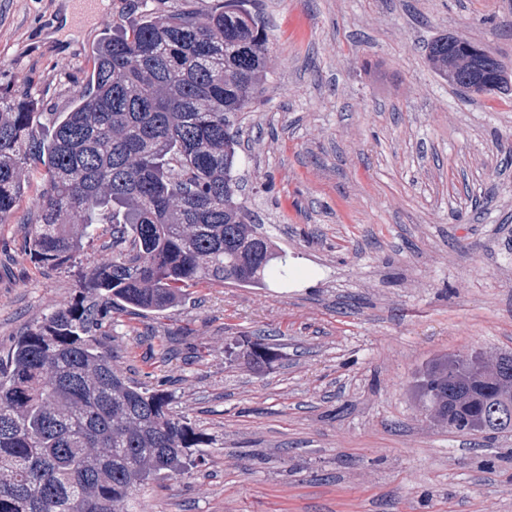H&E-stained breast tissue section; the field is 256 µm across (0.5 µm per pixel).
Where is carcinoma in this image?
Masks as SVG:
<instances>
[{"instance_id":"cac0c4a2","label":"carcinoma","mask_w":512,"mask_h":512,"mask_svg":"<svg viewBox=\"0 0 512 512\" xmlns=\"http://www.w3.org/2000/svg\"><path fill=\"white\" fill-rule=\"evenodd\" d=\"M200 22L151 12L103 38L87 87L32 136L28 94L0 98V224L9 222L25 172L44 186L30 224V257L47 267L71 259L101 224L112 225V259L84 275L78 298L19 336L0 359V512H128L149 482L183 475L202 437L112 367L94 332L116 307L162 311L200 283L263 285L287 278L286 254L259 233L240 198V141L231 132L257 94L267 34L247 3ZM478 43L442 36L428 62L459 88L479 73L512 92L504 66ZM243 357L274 356L247 343ZM476 357L456 355L423 379L428 406L483 418L482 433L512 430V373L477 378Z\"/></svg>"}]
</instances>
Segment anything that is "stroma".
<instances>
[{"label":"stroma","instance_id":"obj_1","mask_svg":"<svg viewBox=\"0 0 512 512\" xmlns=\"http://www.w3.org/2000/svg\"><path fill=\"white\" fill-rule=\"evenodd\" d=\"M68 0H0V97L35 99L33 135L69 111L113 25L141 0L65 23ZM267 77L239 125L241 196L288 280L203 283L173 308L112 311L115 369L201 433L199 464L132 512H512V431L461 435L422 380L456 355H512V96L468 100L428 65L444 35L512 71V0H256ZM29 169L0 224V356L77 299L112 254L31 259ZM276 358L245 364L240 344Z\"/></svg>","mask_w":512,"mask_h":512}]
</instances>
